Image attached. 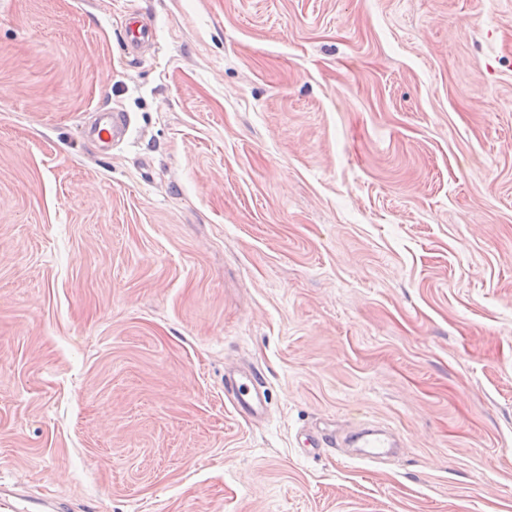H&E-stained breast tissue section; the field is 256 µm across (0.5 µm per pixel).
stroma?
Returning <instances> with one entry per match:
<instances>
[{
    "mask_svg": "<svg viewBox=\"0 0 512 512\" xmlns=\"http://www.w3.org/2000/svg\"><path fill=\"white\" fill-rule=\"evenodd\" d=\"M378 421L398 458L302 444ZM0 477L68 512H512V0H0ZM123 41L128 51H135L143 44L153 41L152 28L139 20H132L124 30ZM128 128L129 120L126 115L104 106L96 112L95 121L86 126L85 136L88 141L103 147L106 154L112 150V144L126 134ZM224 392L232 400L239 415L256 419L263 417L269 400L266 386L260 372L249 369L224 373Z\"/></svg>",
    "mask_w": 512,
    "mask_h": 512,
    "instance_id": "35a3bbf8",
    "label": "stroma"
}]
</instances>
